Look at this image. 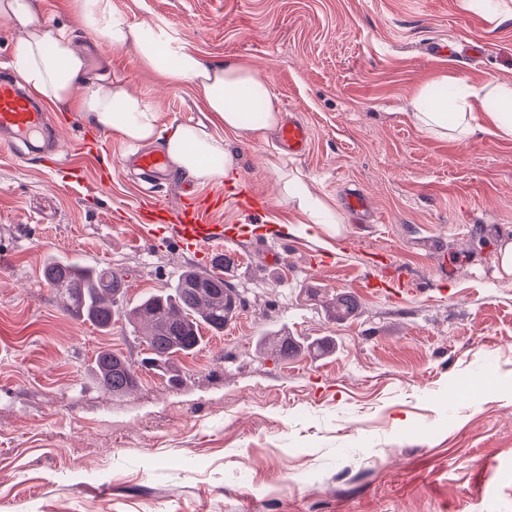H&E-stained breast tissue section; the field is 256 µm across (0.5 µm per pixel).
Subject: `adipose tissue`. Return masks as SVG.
Wrapping results in <instances>:
<instances>
[{
    "label": "adipose tissue",
    "instance_id": "1",
    "mask_svg": "<svg viewBox=\"0 0 512 512\" xmlns=\"http://www.w3.org/2000/svg\"><path fill=\"white\" fill-rule=\"evenodd\" d=\"M82 29L113 48L134 47L145 69L165 85L192 84L203 96L215 122L240 140L265 138L281 121L268 82L246 63L210 62L161 27L130 23L112 0H74ZM0 22L19 28L15 71L29 93L59 111L83 112L89 125L113 132L132 144L162 142L173 172L199 183L231 178L236 161L224 138L204 124L160 127L152 107L133 94L124 80L88 79L84 55L67 34L41 24L35 0H0ZM455 92L435 96L421 90L413 101L417 126L433 137L467 140L483 129L512 139V85L490 82L475 88L453 80ZM279 183L295 200L309 227L327 235L341 233L333 204L312 195L296 176L283 171Z\"/></svg>",
    "mask_w": 512,
    "mask_h": 512
}]
</instances>
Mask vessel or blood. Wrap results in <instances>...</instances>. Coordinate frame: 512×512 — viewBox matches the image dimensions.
<instances>
[{
	"mask_svg": "<svg viewBox=\"0 0 512 512\" xmlns=\"http://www.w3.org/2000/svg\"><path fill=\"white\" fill-rule=\"evenodd\" d=\"M46 128V112L22 96L13 81L0 80V130L9 134L11 142L25 145L38 141L42 144L43 153H51L54 141L46 137ZM309 138L307 126L294 118L288 119L278 131L279 144L292 156L305 153ZM132 160L143 174L164 179L167 162L162 153L140 151L133 155ZM223 202L224 197L220 194L207 201L188 192L182 193L177 207L164 209L160 223L147 226L150 245L156 246L160 241L174 238L183 248L204 258L212 245H232L238 237L251 234V220H264L268 211L262 197L250 195L237 201L248 218L247 223L229 228L205 223L204 216L208 210L218 208Z\"/></svg>",
	"mask_w": 512,
	"mask_h": 512,
	"instance_id": "1",
	"label": "vessel or blood"
}]
</instances>
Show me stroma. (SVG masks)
<instances>
[{
	"mask_svg": "<svg viewBox=\"0 0 512 512\" xmlns=\"http://www.w3.org/2000/svg\"><path fill=\"white\" fill-rule=\"evenodd\" d=\"M36 4L91 76L125 80L160 126L208 123L189 85L160 88L132 48L85 33L73 0ZM112 5L210 61L246 62L312 139L299 158L273 134L234 141V180L186 181L203 199L256 192L270 215L228 271L236 324L166 370L143 365L124 320L105 333L73 317L42 277L50 258L122 272L134 303L200 267L177 240L149 246L128 143L51 111L77 183L0 145V512H512V278L495 269L512 240V140L436 138L412 115L448 76L512 83V0ZM437 42L452 53L429 54ZM282 168L335 205L340 238L299 231ZM353 190L379 223L346 211ZM370 277L407 292L371 293ZM343 294L356 308L332 317ZM266 336L295 354H267ZM106 349L135 369L128 395L95 382Z\"/></svg>",
	"mask_w": 512,
	"mask_h": 512,
	"instance_id": "obj_1",
	"label": "stroma"
}]
</instances>
